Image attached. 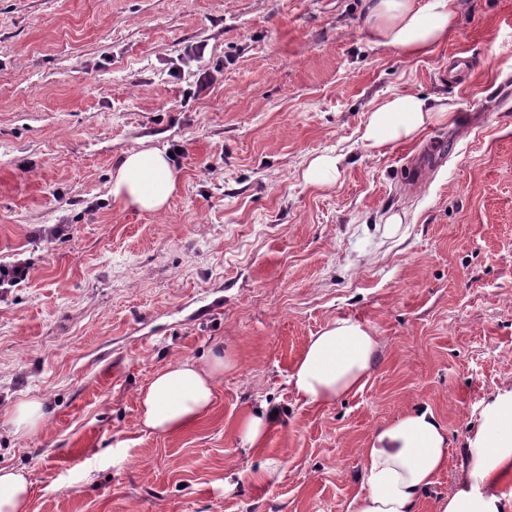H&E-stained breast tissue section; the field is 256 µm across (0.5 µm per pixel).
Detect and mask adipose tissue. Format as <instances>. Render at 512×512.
<instances>
[{
	"label": "adipose tissue",
	"instance_id": "1",
	"mask_svg": "<svg viewBox=\"0 0 512 512\" xmlns=\"http://www.w3.org/2000/svg\"><path fill=\"white\" fill-rule=\"evenodd\" d=\"M456 0H366L374 44L411 57L427 56L448 40ZM453 109L405 92L384 99L368 118L362 138L372 147L411 140L427 125L451 120ZM177 173L160 150H132L112 177V195L127 207L161 211L176 189ZM379 338L368 323L339 318L311 336L287 383L304 404L326 406L361 390L374 367ZM232 362L214 354L185 358L159 370L140 388L139 422L158 435L189 430L212 408L216 384ZM361 489L348 512H415L422 495L448 463V437L429 409L406 412L373 433L364 449ZM455 489L435 512H512V390L498 393L469 441ZM25 470L0 468V512H28Z\"/></svg>",
	"mask_w": 512,
	"mask_h": 512
}]
</instances>
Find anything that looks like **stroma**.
I'll list each match as a JSON object with an SVG mask.
<instances>
[{"label":"stroma","mask_w":512,"mask_h":512,"mask_svg":"<svg viewBox=\"0 0 512 512\" xmlns=\"http://www.w3.org/2000/svg\"><path fill=\"white\" fill-rule=\"evenodd\" d=\"M456 4L447 45L413 58L371 43L365 0H0V260L31 264L0 294V468L27 470L30 512H347L374 431L425 406L450 453L416 512L453 490L512 389V0ZM452 58L470 67L451 82ZM405 91L458 123L367 146ZM133 148L178 154L161 211L111 194ZM324 154L335 182L307 181ZM346 317L378 361L302 405L287 376ZM220 348L209 414L142 430L151 376ZM31 399L47 421L26 435L11 411ZM263 407L276 422L243 447ZM275 415L270 412H258L247 415L238 424V434L243 446L259 448L262 446Z\"/></svg>","instance_id":"1"}]
</instances>
